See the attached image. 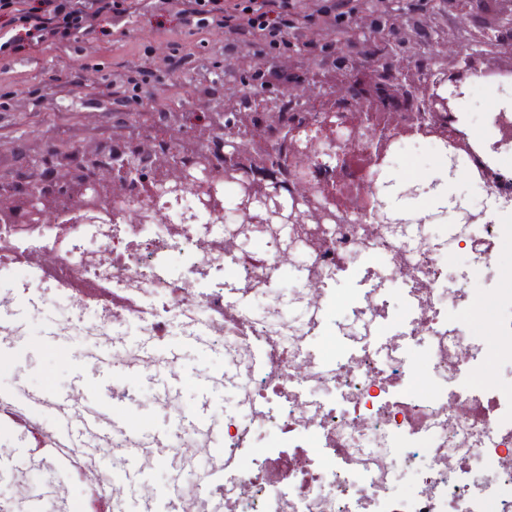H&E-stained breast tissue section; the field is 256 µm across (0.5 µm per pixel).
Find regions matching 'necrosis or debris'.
<instances>
[{"mask_svg":"<svg viewBox=\"0 0 512 512\" xmlns=\"http://www.w3.org/2000/svg\"><path fill=\"white\" fill-rule=\"evenodd\" d=\"M139 205L137 224H0V337L16 334L7 315L34 286L69 298L58 335L111 345L126 366L150 361L122 343L130 324L148 336L206 324L236 407L224 417V512H512V392L473 381L486 358L469 288L483 271L497 353L512 364V290L496 261L511 224L397 237L345 224L302 238L283 299L271 237L216 232L223 215L186 196ZM257 298L263 312L240 305Z\"/></svg>","mask_w":512,"mask_h":512,"instance_id":"necrosis-or-debris-1","label":"necrosis or debris"}]
</instances>
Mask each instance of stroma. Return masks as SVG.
<instances>
[{"instance_id": "obj_1", "label": "stroma", "mask_w": 512, "mask_h": 512, "mask_svg": "<svg viewBox=\"0 0 512 512\" xmlns=\"http://www.w3.org/2000/svg\"><path fill=\"white\" fill-rule=\"evenodd\" d=\"M226 37L221 27L188 31L176 21L158 18L153 0L109 35H89L66 49H34L6 62H0V93L7 104L0 108V170L18 166V147L33 145L44 137L60 133L68 136L108 138L120 131L112 119V89L119 86L126 70L133 66L164 68L174 47H181L188 61L183 69L167 77L155 98L142 104L145 112L164 105L172 109L198 111L205 92L223 86ZM52 80L53 92L40 105L29 95L39 82ZM474 326L482 334L488 351L483 377L497 379L500 387L512 391V374L502 369L495 348V308L487 289L475 288ZM67 311L64 298L48 302L40 289H29L20 296L10 315L19 328L16 336L0 339V390L21 393L41 386L60 391L80 392L85 407H99L106 399L102 388L77 389L76 368L88 355L80 337L62 338L54 333L58 320ZM156 358L175 361L180 377L163 371H150L129 381L134 392L127 401L128 419L145 431L168 429L172 418L161 404V397L177 401L183 412L202 414L204 419L223 424L224 415L233 411V394L219 390L203 398L194 383L207 371L224 368L222 353H207L183 337L166 336L151 349ZM28 471L26 497L31 503H48L54 481L70 489L78 507L88 497L83 482L68 470L50 477L33 451V442L20 426L0 433V499L13 497L20 471Z\"/></svg>"}]
</instances>
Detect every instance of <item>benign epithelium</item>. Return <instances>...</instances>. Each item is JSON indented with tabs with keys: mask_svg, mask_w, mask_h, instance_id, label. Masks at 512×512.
I'll use <instances>...</instances> for the list:
<instances>
[{
	"mask_svg": "<svg viewBox=\"0 0 512 512\" xmlns=\"http://www.w3.org/2000/svg\"><path fill=\"white\" fill-rule=\"evenodd\" d=\"M503 2L470 0L461 11L457 0H431L410 13L406 0H355L349 21L318 33L320 66H295V57L304 56L299 38L294 56L280 61L290 69L288 83L272 80L276 66L260 53L251 54L250 68L224 76L220 167L181 159L189 133L175 118L159 130L139 119L135 153L94 140L51 161L53 143H42L23 159L39 176L22 190L0 189V224H43L76 202L88 223L107 207L116 209L113 217L135 222L141 211L132 190L140 186L151 197L189 190L197 205L215 211L221 182L234 189L228 211L245 224H265L288 208L291 224H393L395 204L431 195L440 184L392 177L398 142L424 137L447 145L444 168L455 178L469 155L459 103L473 78H503V98L488 116L499 135L490 150H512V6ZM373 41L385 48L380 62L365 55ZM285 92L297 103L288 123L274 108ZM283 140L288 155L278 161L274 149ZM495 180L500 191L492 203H512V176L497 173ZM436 210L425 216L409 210L408 223L450 214L456 223L479 224L485 215L455 196Z\"/></svg>",
	"mask_w": 512,
	"mask_h": 512,
	"instance_id": "benign-epithelium-1",
	"label": "benign epithelium"
}]
</instances>
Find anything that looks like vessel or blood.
Masks as SVG:
<instances>
[{"instance_id": "obj_1", "label": "vessel or blood", "mask_w": 512, "mask_h": 512, "mask_svg": "<svg viewBox=\"0 0 512 512\" xmlns=\"http://www.w3.org/2000/svg\"><path fill=\"white\" fill-rule=\"evenodd\" d=\"M91 370L102 384L112 390L124 384L134 373L130 367L115 368L111 356L107 354L97 356L91 364ZM70 403L69 394L50 387L27 391L19 397L0 395L1 406L28 412L29 423L38 429L41 438L52 449L49 458L51 466L63 464L76 471L80 468V462L73 454L74 449L108 439L112 433L128 429L129 423L114 405L109 404L102 409H74ZM46 416L56 420V428H45L42 419ZM188 426L205 436L214 459L213 464L200 475L196 483V494L199 498L214 500L217 512H222L224 504L217 501L216 495L224 490V439L214 426L206 424L201 417H193ZM96 494L106 504L109 512H182V490L177 486L172 487L164 496L147 495L139 501L129 500L124 487L111 482L99 484Z\"/></svg>"}]
</instances>
